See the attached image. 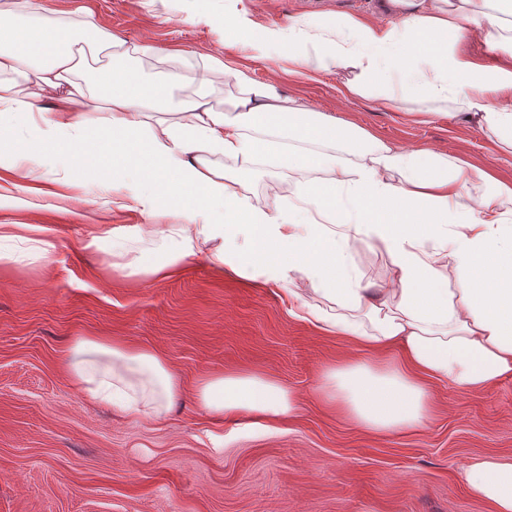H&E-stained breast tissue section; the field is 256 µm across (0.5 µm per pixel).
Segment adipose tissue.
<instances>
[{
	"mask_svg": "<svg viewBox=\"0 0 512 512\" xmlns=\"http://www.w3.org/2000/svg\"><path fill=\"white\" fill-rule=\"evenodd\" d=\"M386 10L387 26L348 14L301 15L287 29L259 31L246 12L228 9L224 40L262 58L284 48L298 66L345 75L349 98L447 105L512 153V69L483 66L464 49L472 40L512 49V0H387ZM76 41L74 29L53 19L25 26L0 10V116H26L35 153L64 176L110 181L153 217L182 212L184 223L150 225L161 237L157 256L120 257L113 268L168 278L205 254L242 280L288 286L293 317L358 353L326 366L319 401L376 435L424 424L432 385L472 394L512 377V183L458 156L406 149L310 111L231 65L224 74L242 90L231 111L210 107L201 72L187 118L154 123L149 113L181 73L145 83L105 65L98 83L108 118L92 126L78 117L87 90ZM31 67L38 71L33 93L19 80ZM37 95L50 100V111H35ZM291 133L295 144L281 148ZM344 149L352 159L341 157ZM217 154L272 158L305 178L295 201L282 202L272 186L258 205L239 172L210 165ZM213 241L219 249L205 253ZM371 241L394 259L379 288L363 285L355 267V249ZM307 287L328 307L309 304ZM63 363L82 391L134 416L160 415L183 392L162 357L120 340L79 338ZM195 394L216 423L241 414L274 422L295 410L293 394L258 371L204 375ZM460 477L487 512H512V458L474 459Z\"/></svg>",
	"mask_w": 512,
	"mask_h": 512,
	"instance_id": "adipose-tissue-1",
	"label": "adipose tissue"
}]
</instances>
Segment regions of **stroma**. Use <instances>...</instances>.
Wrapping results in <instances>:
<instances>
[{
	"mask_svg": "<svg viewBox=\"0 0 512 512\" xmlns=\"http://www.w3.org/2000/svg\"><path fill=\"white\" fill-rule=\"evenodd\" d=\"M225 0H18V20L50 16L76 31L87 24L141 54L117 65L157 80L178 67L184 80L169 101L185 108L193 76L205 70L215 109L229 110L238 88L224 76L230 60L256 82L365 127L405 148L428 147L493 167L512 181V154L494 149L474 124L445 115L422 121L402 99L344 98L342 76L303 71L287 52L255 57L225 45ZM256 28H284L310 13L385 21L379 0H235ZM300 174L267 161L243 172L246 194L266 201L270 185L294 199ZM0 208V224H48L40 256L0 241V512H485L459 478L476 456H512V377L481 394L432 389L436 410L424 425L379 437L325 413L315 391L333 358L349 354L288 313V293L218 273L204 258L180 275L123 276L112 268L114 242L152 255L137 229L150 216L122 209L101 184L71 186L26 179ZM118 226L117 239L85 250L90 235ZM82 337H116L158 352L192 385L205 373L259 369L299 401L292 419L271 428L234 419L209 422L191 394L159 419H133L89 398L62 365Z\"/></svg>",
	"mask_w": 512,
	"mask_h": 512,
	"instance_id": "1",
	"label": "stroma"
}]
</instances>
